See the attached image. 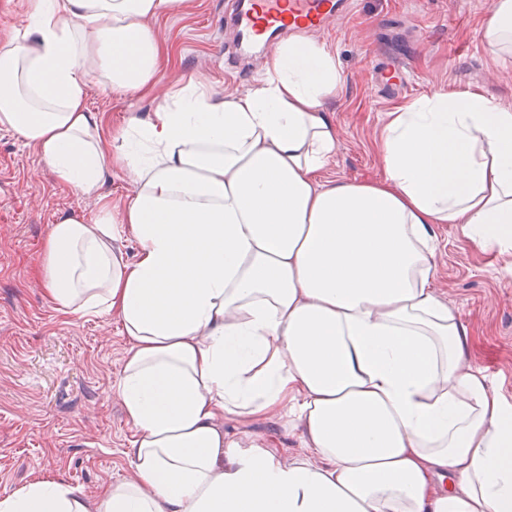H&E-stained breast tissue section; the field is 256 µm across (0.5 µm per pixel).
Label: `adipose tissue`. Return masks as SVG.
<instances>
[{
  "label": "adipose tissue",
  "instance_id": "ef3b65f1",
  "mask_svg": "<svg viewBox=\"0 0 512 512\" xmlns=\"http://www.w3.org/2000/svg\"><path fill=\"white\" fill-rule=\"evenodd\" d=\"M186 4L34 0L0 44V127L96 206L52 225L44 291L120 323L133 430L123 480L90 497L40 476L0 512H512V401L463 354L429 233L459 224L512 250V109L418 98L384 128L382 179L321 182L341 74L299 37L247 89L190 79L106 135L90 87L153 93L166 47L151 22ZM481 35L512 56V0ZM115 171L130 184L116 204ZM255 415L300 419L311 458L225 433Z\"/></svg>",
  "mask_w": 512,
  "mask_h": 512
}]
</instances>
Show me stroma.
<instances>
[{
	"instance_id": "35a3bbf8",
	"label": "stroma",
	"mask_w": 512,
	"mask_h": 512,
	"mask_svg": "<svg viewBox=\"0 0 512 512\" xmlns=\"http://www.w3.org/2000/svg\"><path fill=\"white\" fill-rule=\"evenodd\" d=\"M493 0H351L317 41L344 77L326 102L338 149L321 181H373L384 175L380 149L389 112L436 92H477L512 108V57L492 58L481 26ZM230 0H190L153 23L168 48L159 92L190 77L219 91L243 90L266 53L236 55L224 25ZM407 64L406 83L388 84V59ZM107 132L130 115L146 117L151 97L89 90ZM92 203L59 183L34 147L0 128V496L43 475L94 492L122 480L132 430L116 396L125 338L111 314L57 312L44 295L38 261L56 218L92 213ZM438 297L466 327L464 356L512 400V251L481 248L458 224H435ZM225 432L248 433L284 457L304 455L299 420L228 417Z\"/></svg>"
}]
</instances>
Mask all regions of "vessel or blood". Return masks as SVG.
<instances>
[{
  "label": "vessel or blood",
  "instance_id": "obj_1",
  "mask_svg": "<svg viewBox=\"0 0 512 512\" xmlns=\"http://www.w3.org/2000/svg\"><path fill=\"white\" fill-rule=\"evenodd\" d=\"M342 0H242L231 15L240 44L251 47L278 30H321L342 12Z\"/></svg>",
  "mask_w": 512,
  "mask_h": 512
}]
</instances>
